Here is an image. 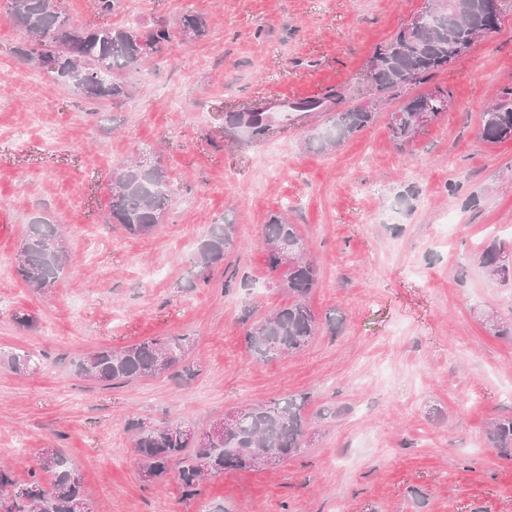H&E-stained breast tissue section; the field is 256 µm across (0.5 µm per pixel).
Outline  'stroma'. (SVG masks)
Listing matches in <instances>:
<instances>
[{"instance_id": "1", "label": "stroma", "mask_w": 512, "mask_h": 512, "mask_svg": "<svg viewBox=\"0 0 512 512\" xmlns=\"http://www.w3.org/2000/svg\"><path fill=\"white\" fill-rule=\"evenodd\" d=\"M424 0H59L79 25L152 24L186 11L208 34L174 41L130 78L122 101L89 102L20 62L23 36L0 0V464L27 482L55 447L84 479L92 512H512V457L486 436L512 415V281L480 264L512 226V141L480 140V117L512 88V0L497 32L410 86L446 90L448 111L401 145L388 129L405 99L382 95L372 122L330 153L309 138L332 112H289L250 137L229 112L271 98L364 104L370 59ZM157 162L171 203L159 229L107 227L108 185L130 157ZM456 216L453 236L440 226ZM62 225L63 278L38 292L16 275L32 217ZM299 227L319 279L320 328L302 351L260 361L247 330L288 303L265 265L263 228ZM240 250L201 271L211 225ZM236 272L226 284L224 270ZM28 314L24 328L15 314ZM156 336L190 344L176 372L109 387L77 362ZM32 354L15 373L10 355ZM303 395L317 441L285 461L209 477L194 498L173 476L140 477L132 424L203 428L241 406Z\"/></svg>"}]
</instances>
